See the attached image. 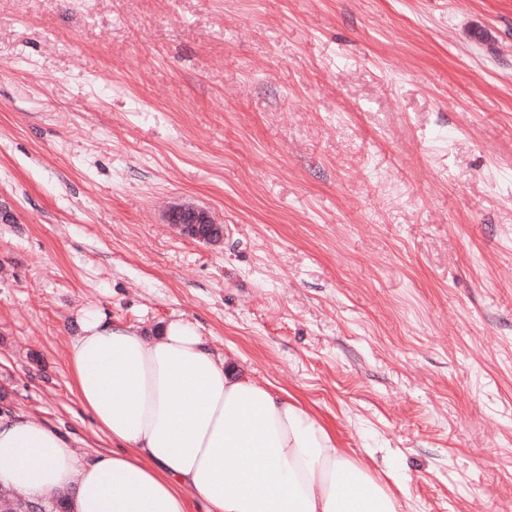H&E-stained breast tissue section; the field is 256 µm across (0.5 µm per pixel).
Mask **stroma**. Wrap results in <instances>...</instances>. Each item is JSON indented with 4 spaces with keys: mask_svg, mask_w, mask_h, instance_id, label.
Segmentation results:
<instances>
[{
    "mask_svg": "<svg viewBox=\"0 0 512 512\" xmlns=\"http://www.w3.org/2000/svg\"><path fill=\"white\" fill-rule=\"evenodd\" d=\"M0 204V390L78 458L77 315L182 319L409 512H512V0H0ZM170 224L191 239L203 242H217L223 238V226L215 224L210 214L192 206L174 207L168 216Z\"/></svg>",
    "mask_w": 512,
    "mask_h": 512,
    "instance_id": "1",
    "label": "stroma"
}]
</instances>
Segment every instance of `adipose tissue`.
<instances>
[{
    "label": "adipose tissue",
    "mask_w": 512,
    "mask_h": 512,
    "mask_svg": "<svg viewBox=\"0 0 512 512\" xmlns=\"http://www.w3.org/2000/svg\"><path fill=\"white\" fill-rule=\"evenodd\" d=\"M77 325L70 381L113 448L81 464L59 430L0 415V482L68 496L72 512H402L365 456L191 323L150 339L91 310Z\"/></svg>",
    "instance_id": "1"
}]
</instances>
